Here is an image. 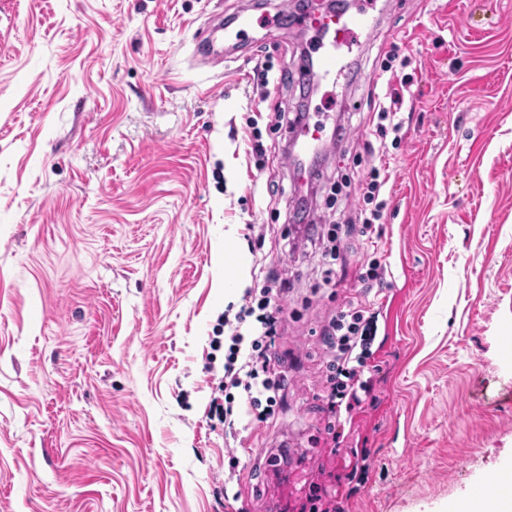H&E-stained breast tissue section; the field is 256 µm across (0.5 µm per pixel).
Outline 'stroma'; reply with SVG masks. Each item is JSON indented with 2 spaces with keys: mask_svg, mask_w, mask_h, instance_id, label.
<instances>
[{
  "mask_svg": "<svg viewBox=\"0 0 512 512\" xmlns=\"http://www.w3.org/2000/svg\"><path fill=\"white\" fill-rule=\"evenodd\" d=\"M278 2L0 0V512H292L319 466H344L323 444L315 332L365 253L319 288L316 257L287 248L304 235L290 212L311 194L327 233L337 178L374 164L367 95L398 36L411 116L377 239L378 400L356 420L370 468L342 506L450 512L512 475V0H389L349 73L305 103L281 75L315 30L258 25L223 59L195 52ZM277 105L322 136L349 129L310 184ZM260 260L293 285L279 349L299 363L231 482L205 363L222 368L214 329Z\"/></svg>",
  "mask_w": 512,
  "mask_h": 512,
  "instance_id": "obj_1",
  "label": "stroma"
}]
</instances>
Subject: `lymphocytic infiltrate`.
<instances>
[{"instance_id": "f902f5d3", "label": "lymphocytic infiltrate", "mask_w": 512, "mask_h": 512, "mask_svg": "<svg viewBox=\"0 0 512 512\" xmlns=\"http://www.w3.org/2000/svg\"><path fill=\"white\" fill-rule=\"evenodd\" d=\"M407 87V80L402 78L389 84L386 94L369 91L378 137L402 131L399 113ZM385 184L380 167H371L359 183L363 207L340 210L328 242L321 248L319 266L324 286L338 285L335 266L342 242L373 244L376 225L387 206L386 200L380 197ZM257 276L259 287L246 289L238 311L224 320L223 374L208 408L209 415L223 421L230 437L243 449L248 446L247 435L253 432L255 423L274 418L288 399V378L281 368L282 359L275 351V342L277 316L283 311L282 304L292 284L274 267L259 270ZM385 277L386 266L380 258L361 264L354 299L337 309L320 332L328 370L320 410L325 415V431L332 443L330 452L335 455L349 449L351 456L361 463L367 456L350 448L345 427L366 403L376 400L371 376L376 302L370 294L373 288L382 287ZM352 480V474L347 473L334 475L328 483H304L301 512H342L338 499L344 494L354 495Z\"/></svg>"}]
</instances>
